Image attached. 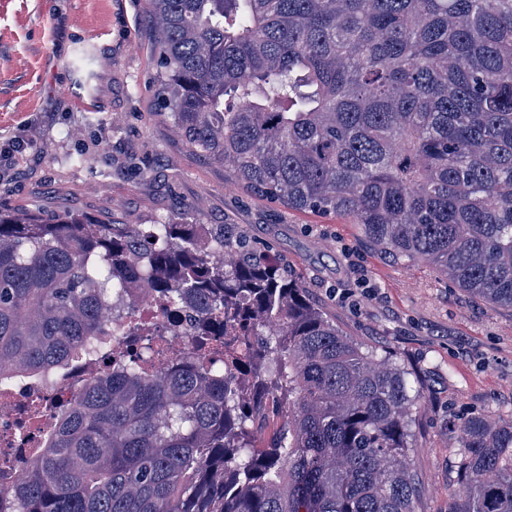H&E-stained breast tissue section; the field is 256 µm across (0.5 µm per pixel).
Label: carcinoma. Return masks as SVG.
I'll return each instance as SVG.
<instances>
[{"instance_id": "obj_1", "label": "carcinoma", "mask_w": 512, "mask_h": 512, "mask_svg": "<svg viewBox=\"0 0 512 512\" xmlns=\"http://www.w3.org/2000/svg\"><path fill=\"white\" fill-rule=\"evenodd\" d=\"M147 6L186 145L512 311V0ZM128 292L192 313L223 363L204 342L163 366L112 351L0 469L8 512H416L419 371L347 336L234 224L0 211V389L69 365ZM450 432L449 512H512V421Z\"/></svg>"}]
</instances>
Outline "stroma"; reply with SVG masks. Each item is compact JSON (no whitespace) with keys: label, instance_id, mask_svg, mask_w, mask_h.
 Masks as SVG:
<instances>
[{"label":"stroma","instance_id":"obj_1","mask_svg":"<svg viewBox=\"0 0 512 512\" xmlns=\"http://www.w3.org/2000/svg\"><path fill=\"white\" fill-rule=\"evenodd\" d=\"M146 0H0V208L121 224H235L288 263L359 343L424 373L411 452L417 512H448L450 422L512 417V311L396 262L354 225L252 196L163 116ZM96 101L94 111L74 108Z\"/></svg>","mask_w":512,"mask_h":512}]
</instances>
